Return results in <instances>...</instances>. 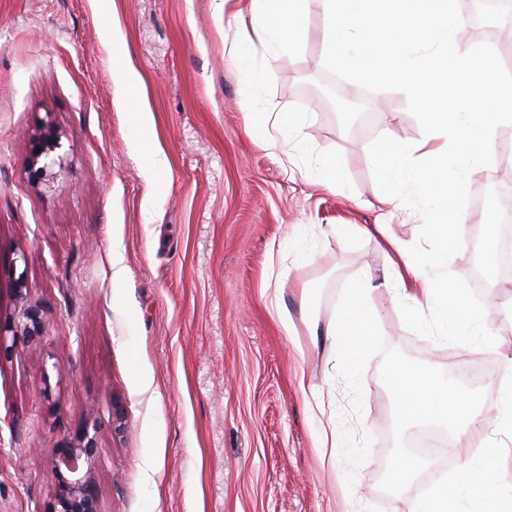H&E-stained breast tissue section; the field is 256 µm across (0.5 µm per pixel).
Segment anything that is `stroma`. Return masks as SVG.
I'll return each mask as SVG.
<instances>
[{"label": "stroma", "instance_id": "1", "mask_svg": "<svg viewBox=\"0 0 512 512\" xmlns=\"http://www.w3.org/2000/svg\"><path fill=\"white\" fill-rule=\"evenodd\" d=\"M324 24L312 0L295 50L240 54L222 0H0V322L20 309V275L45 310L43 339L0 363V512H49L54 448L93 422L99 512H415L424 482L475 512L491 496L512 512V279L474 298L460 244L432 269L471 308L496 301L492 326L470 336L441 333L436 308L396 291L384 242L430 256L432 204L405 181L396 206L380 205L372 155L386 134L420 139L422 115L402 85L328 60ZM129 67L151 128L117 81ZM254 112L296 124L261 147L246 132ZM46 124L65 155L35 181L30 140ZM505 134L459 173L462 223L488 226L489 185L512 193ZM364 283L372 333L353 369L306 322H335L343 292ZM484 359L493 375L468 391L486 431L471 448L501 457L494 488L430 457L390 488L413 435L448 429L399 424L393 364L456 386Z\"/></svg>", "mask_w": 512, "mask_h": 512}]
</instances>
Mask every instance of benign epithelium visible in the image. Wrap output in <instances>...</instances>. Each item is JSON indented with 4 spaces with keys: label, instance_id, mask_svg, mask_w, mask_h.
I'll list each match as a JSON object with an SVG mask.
<instances>
[{
    "label": "benign epithelium",
    "instance_id": "1",
    "mask_svg": "<svg viewBox=\"0 0 512 512\" xmlns=\"http://www.w3.org/2000/svg\"><path fill=\"white\" fill-rule=\"evenodd\" d=\"M61 136L52 126L43 127L32 143L31 173L38 177L61 162L58 150ZM44 333L42 310L25 304L17 320L0 324V363L9 359L15 348L38 341ZM97 423L87 425L70 442L56 446L52 455V472L57 481L54 502L49 512H99L94 466L97 458Z\"/></svg>",
    "mask_w": 512,
    "mask_h": 512
}]
</instances>
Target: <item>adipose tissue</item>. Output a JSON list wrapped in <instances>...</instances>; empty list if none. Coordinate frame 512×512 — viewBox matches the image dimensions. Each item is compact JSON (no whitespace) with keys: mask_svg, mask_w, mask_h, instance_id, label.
<instances>
[{"mask_svg":"<svg viewBox=\"0 0 512 512\" xmlns=\"http://www.w3.org/2000/svg\"><path fill=\"white\" fill-rule=\"evenodd\" d=\"M310 0H234L229 22L236 25L241 43L253 39L275 41L280 49L295 48L305 31ZM325 14L323 47L338 67L352 70L375 82L401 84L424 115L420 140L401 144L395 137L382 140L373 154L381 177L396 185L398 176L408 177L423 193L438 200L444 215L431 232L447 261L456 244L454 217L448 216L449 197L458 196L448 179V152L463 143L489 146L495 131L512 126V102L491 104L483 87L495 82L498 66L483 54L462 55L456 50L460 21L455 0H322ZM421 47L413 57L411 46ZM387 256L395 274L409 275L415 294L441 299L460 309L455 321L439 318L440 327L466 332L478 317L467 309L454 285L433 288L427 266L410 265L397 242H389ZM366 289L349 290L340 299L336 322L323 336L338 342L344 361L357 366L363 353L361 338L370 334L368 320L359 316L365 308ZM395 376L401 392L416 406L417 415L447 419L466 434L482 427L471 394L454 387H441L427 374L400 366Z\"/></svg>","mask_w":512,"mask_h":512,"instance_id":"obj_1","label":"adipose tissue"}]
</instances>
